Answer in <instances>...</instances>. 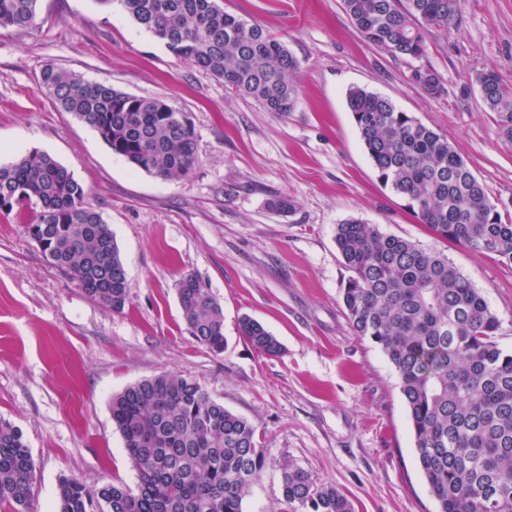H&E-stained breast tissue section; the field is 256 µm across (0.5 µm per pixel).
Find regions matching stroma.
<instances>
[{"instance_id": "obj_1", "label": "stroma", "mask_w": 512, "mask_h": 512, "mask_svg": "<svg viewBox=\"0 0 512 512\" xmlns=\"http://www.w3.org/2000/svg\"><path fill=\"white\" fill-rule=\"evenodd\" d=\"M220 4L259 23L298 60L292 112L264 111L175 56L116 2L38 0L36 29L0 28V166L36 149L73 172L111 227L131 283L122 311L91 301L46 263L27 232L32 213L0 214V418L22 430L35 461L31 510L58 512L64 477L90 489L135 487L112 397L171 372L254 425L266 455L244 512H289L281 494L287 460L335 485L354 512H437L399 379L346 317L336 226L358 219L447 254L498 316L496 341L509 353L512 265L434 239L379 180L346 92L359 86L386 96L444 135L512 220V141L475 81L487 70L512 80V0H465L459 29L431 33L416 61L365 41L343 0ZM49 64L166 100L193 124L199 164L175 181L134 169L43 93ZM418 67L440 76L441 96L417 85ZM278 197L294 209H272ZM187 273L224 309L221 355L198 344L182 318L177 283ZM245 315L278 338L280 356L239 335Z\"/></svg>"}]
</instances>
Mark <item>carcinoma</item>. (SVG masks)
<instances>
[{
  "label": "carcinoma",
  "mask_w": 512,
  "mask_h": 512,
  "mask_svg": "<svg viewBox=\"0 0 512 512\" xmlns=\"http://www.w3.org/2000/svg\"><path fill=\"white\" fill-rule=\"evenodd\" d=\"M140 27L178 57L208 72L265 111L285 114L298 101L297 59L261 25L224 11L217 0H118ZM464 0H344L370 44L393 59L416 60L433 31L449 34ZM37 0H0V28L37 27ZM413 79L437 97L430 70ZM485 108L512 140V84L494 71L477 74ZM41 89L60 110L94 129L112 153L161 180L198 164L197 135L181 112L110 84L90 82L53 65ZM363 146L381 182L435 239L512 263V221H502L483 184L447 138L364 88L346 93ZM30 209L27 231L46 262L92 301L124 308L130 283L112 230L86 202L73 174L49 154L31 150L0 166V213ZM349 277L346 315L395 369L418 465L437 512H512V352L495 340L500 321L484 297L442 251L387 236L374 224L336 225ZM182 317L197 343L224 352V310L187 273L177 286ZM239 333L260 353L281 344L244 317ZM112 422L137 472V491L106 484L90 490L72 478L58 485L60 512H243L258 481L265 449L243 416L187 378L161 373L112 398ZM35 462L22 432L0 419V504L29 512ZM291 512H353L332 485L301 466L282 468Z\"/></svg>",
  "instance_id": "carcinoma-1"
}]
</instances>
